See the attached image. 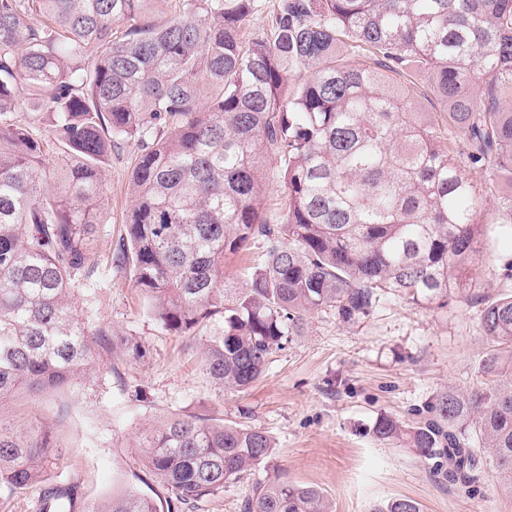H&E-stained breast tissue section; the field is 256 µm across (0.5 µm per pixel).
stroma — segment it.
<instances>
[{"label": "stroma", "instance_id": "stroma-1", "mask_svg": "<svg viewBox=\"0 0 512 512\" xmlns=\"http://www.w3.org/2000/svg\"><path fill=\"white\" fill-rule=\"evenodd\" d=\"M136 155L135 144L122 145L105 173L103 221L87 239L96 283L78 310L86 323L110 326L113 335L141 344L145 357L113 353L111 373L94 384L79 382L46 400L21 396L7 407L25 417H51L60 406L75 405V414L59 425L64 453L48 478L78 484L77 512L138 486L136 445L156 418L181 413L230 422L244 412L249 425L272 438L275 464L290 480L322 489L336 512H370L398 496L415 499L423 512H512V495L495 469H486L478 483L451 485L437 477L435 460L367 433L380 413L408 422L412 409L425 407L448 384L477 383L478 363L494 347L480 327L477 306L452 300L418 307L387 298L355 324L325 310L311 318L304 335L275 353L255 386L243 392L219 388L204 370V336H175L148 318L129 269L114 262ZM479 261L478 295L490 299L512 291V237L483 241ZM267 474L261 467L225 484L196 512H239L253 481Z\"/></svg>", "mask_w": 512, "mask_h": 512}]
</instances>
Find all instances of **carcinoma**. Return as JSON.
<instances>
[{
	"mask_svg": "<svg viewBox=\"0 0 512 512\" xmlns=\"http://www.w3.org/2000/svg\"><path fill=\"white\" fill-rule=\"evenodd\" d=\"M254 3L0 0V406L112 369V331L79 320L75 291L96 273L87 234L123 142L138 153L116 258L132 262L164 330L210 328L205 370L225 389L253 385L324 309L350 324L386 296L476 299L477 244L512 224V199L488 213L468 175L512 188V0H279L270 32L246 39ZM355 52L373 65L345 64ZM411 74L467 133L466 150L395 80ZM268 160L282 171L277 224L259 206ZM254 240L262 264L245 287H224L226 260ZM479 321L496 344L480 383L448 386L412 423L381 414L369 434L444 460L450 483L490 464L512 493V293ZM137 448L167 496L130 486L87 512L194 508L274 453L263 431L187 414L150 424ZM60 459L52 425L0 410V490L42 482ZM77 501V485H49L39 512ZM240 512L335 504L281 472ZM371 512L421 505L393 497Z\"/></svg>",
	"mask_w": 512,
	"mask_h": 512,
	"instance_id": "obj_1",
	"label": "carcinoma"
}]
</instances>
